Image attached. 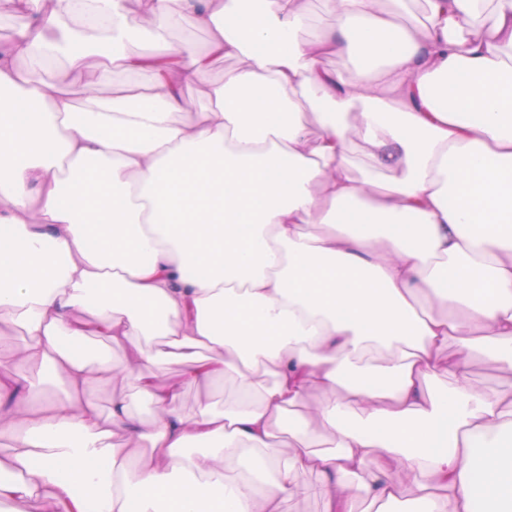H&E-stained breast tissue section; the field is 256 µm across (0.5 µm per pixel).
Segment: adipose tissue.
<instances>
[{
	"mask_svg": "<svg viewBox=\"0 0 512 512\" xmlns=\"http://www.w3.org/2000/svg\"><path fill=\"white\" fill-rule=\"evenodd\" d=\"M183 2L209 55L165 41V0L138 55L122 0H0L39 15L0 52V325L65 393L0 377L21 392L0 406V503L286 512L311 472L323 512H512V385L469 383L474 351L512 368V0H427L413 26L405 0H326L335 23L302 42L307 0ZM212 55L236 62L223 82ZM105 57L146 83L114 90ZM357 138L377 163L358 178ZM80 336L127 347L151 420L100 413L112 363ZM228 373L229 407L180 411Z\"/></svg>",
	"mask_w": 512,
	"mask_h": 512,
	"instance_id": "obj_1",
	"label": "adipose tissue"
}]
</instances>
